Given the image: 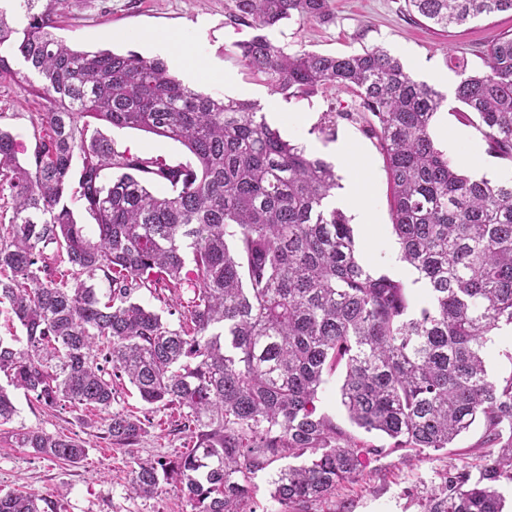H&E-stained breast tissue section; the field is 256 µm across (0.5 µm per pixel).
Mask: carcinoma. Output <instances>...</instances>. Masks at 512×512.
<instances>
[{"label":"carcinoma","instance_id":"obj_1","mask_svg":"<svg viewBox=\"0 0 512 512\" xmlns=\"http://www.w3.org/2000/svg\"><path fill=\"white\" fill-rule=\"evenodd\" d=\"M14 2L25 24L0 9V80L41 100L45 135L22 164L15 136L0 128V207L11 208L0 224V305L26 339L19 347L0 336L8 385L47 408L68 401L107 413L105 438L128 454L146 423L112 410L117 382L128 380L150 409L176 411L192 449L133 459L128 490L175 491L191 512H256L254 479L269 469L276 512H309L366 457L445 449L479 419V478L448 475V493L426 512H504L512 373L490 379L485 350L493 330L512 326V181L473 179L436 147L443 94L380 46L288 53L259 33L235 45L243 66L283 96L339 85L361 100L363 111L331 123L359 122L376 140L401 259L425 286L416 307L403 282L361 259L349 218L329 204L332 165L284 140L258 104L192 89L160 58L70 47L54 33L50 0ZM232 3L229 19L259 31L331 17L330 0ZM405 3L444 32L512 12V0ZM484 55L482 73L447 56L460 77L455 96L478 117L488 153L512 161V33ZM94 122L178 142L192 162L120 151ZM75 177L93 237L64 201ZM152 179L171 193L150 191ZM159 281L192 284L176 325L135 297ZM337 374L349 422L387 445L320 412L319 393ZM16 415L0 385V426ZM17 439L51 459L87 455L64 434L24 429ZM0 512L60 505L16 489L0 494Z\"/></svg>","mask_w":512,"mask_h":512}]
</instances>
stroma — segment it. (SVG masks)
<instances>
[{
    "mask_svg": "<svg viewBox=\"0 0 512 512\" xmlns=\"http://www.w3.org/2000/svg\"><path fill=\"white\" fill-rule=\"evenodd\" d=\"M229 8L230 0H59L61 18L56 34L80 49L133 51L146 58L156 57L155 40H167L184 56V67L176 75L185 85L221 93L230 80L237 86L238 98L257 102L263 110L286 103L291 115L278 130L290 143L327 148L347 142L346 163L356 171L361 197L376 211L381 224L380 232L372 235L355 226L359 254L371 268L410 285L414 301L422 302L423 284L416 282L411 270L397 271L391 262L398 243L392 230L383 157L361 124L344 118L345 113L358 111V97L338 86H323L313 94L289 98L271 93L235 54V43L251 38L254 31L231 23ZM331 9L328 23L286 20L266 29L265 34L273 45L289 52L337 55L380 45L400 58L407 74L419 81L423 70L446 71V53L452 45L465 53L471 70L485 71L488 44L499 32L512 30L510 12L483 16L444 33L417 13L405 11L404 0H331ZM40 110L38 99L0 80V125L16 137L20 161L32 157L39 142ZM464 110L457 99L443 101L433 128L437 146L445 147L449 137L463 135L462 149L473 150L477 160L476 165L466 166L468 175L494 183L512 179V161L488 153L476 123L465 121ZM332 112L341 113L342 118L330 128L324 119ZM100 130L117 149L142 157H158L170 164L189 158L181 144L166 138L107 124ZM15 400L18 415L0 427V490L20 488L43 497H61L62 512H190L176 493L138 497L128 490L131 457L173 456L189 446V437L175 430L177 413H151L147 434L128 454L103 439L104 413L70 404L56 410L46 408L20 390ZM21 428L77 436L86 442L87 456L74 466L35 454L16 443L13 433ZM482 433V425H474L448 450L420 460L405 459L398 452L370 456L358 479L345 483L330 499L312 504L310 512H424L427 499L446 489L449 474L464 471L471 478L479 477L484 464L479 446Z\"/></svg>",
    "mask_w": 512,
    "mask_h": 512,
    "instance_id": "stroma-1",
    "label": "stroma"
}]
</instances>
